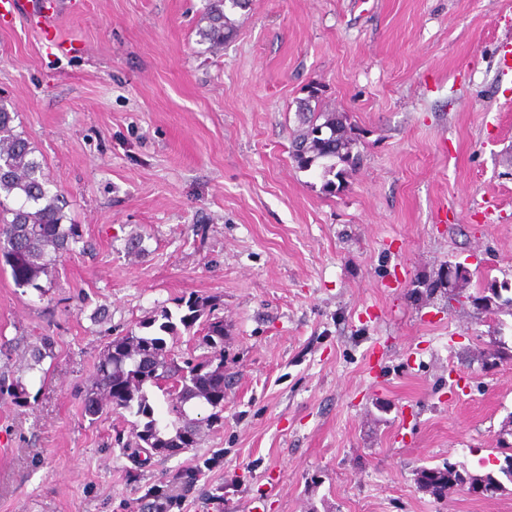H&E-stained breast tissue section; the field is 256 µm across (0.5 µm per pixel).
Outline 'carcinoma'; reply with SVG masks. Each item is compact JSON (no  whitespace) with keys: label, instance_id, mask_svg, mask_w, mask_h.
<instances>
[{"label":"carcinoma","instance_id":"obj_1","mask_svg":"<svg viewBox=\"0 0 512 512\" xmlns=\"http://www.w3.org/2000/svg\"><path fill=\"white\" fill-rule=\"evenodd\" d=\"M246 0H207L199 29L200 42L208 49L224 46L233 36L234 28L225 8H243ZM300 130L293 138L299 150L291 155L300 169L323 161L324 173L339 178L342 171L336 165L354 167L359 154L352 153L356 139L351 129L336 118V113L324 108L321 98L305 104L297 113ZM14 116L0 105V257L11 268L15 283L21 287L42 290L41 277L51 279L60 258L74 251L82 242L76 224H66L60 194L52 191L45 180L41 163L35 158L28 141L17 134ZM187 313L180 323L187 329L203 320L193 351L179 356L168 347L165 335H175L172 314L163 309L158 317L140 324L142 328L157 326L152 333L129 329L114 336L104 346L97 364L94 381L82 396L84 416L97 420L108 410L120 418H136L127 439H117L136 465H142L140 454L148 441L156 448H186L198 440V424L220 419L224 406V349L215 348L209 337L224 335V325L211 321L207 303L189 298ZM161 392L168 403L169 419L162 424L155 417L150 392ZM10 394L19 403L27 401L22 382L15 378L6 383L0 374V393ZM211 408L209 415L189 418V411ZM504 465L498 473L472 474L447 462L443 467L421 469L417 481L421 488L442 499L455 488L493 498L505 491L503 481L512 483V448L501 449ZM201 475L199 468L178 470L171 480L193 487Z\"/></svg>","mask_w":512,"mask_h":512}]
</instances>
